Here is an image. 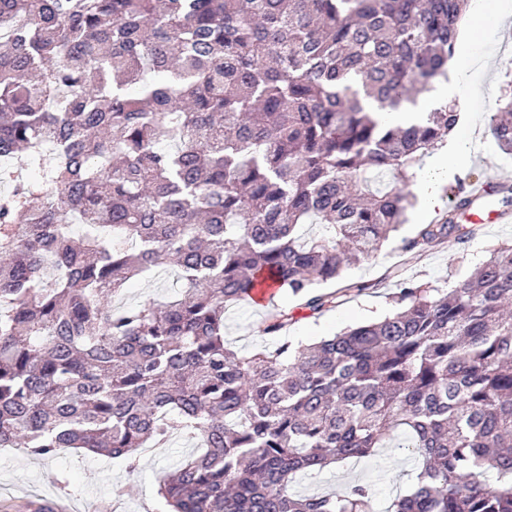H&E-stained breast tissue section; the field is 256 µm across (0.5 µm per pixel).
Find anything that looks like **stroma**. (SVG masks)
<instances>
[{"label": "stroma", "mask_w": 512, "mask_h": 512, "mask_svg": "<svg viewBox=\"0 0 512 512\" xmlns=\"http://www.w3.org/2000/svg\"><path fill=\"white\" fill-rule=\"evenodd\" d=\"M480 53L487 58V69L479 71L475 81L490 86L495 97L512 88V15L499 25L485 26L480 38ZM459 110L460 126L470 142L469 171L483 177L512 176V156L503 153L493 138L489 116L493 111L485 96L469 98ZM416 226L404 224L384 246L347 267L343 280L363 284L335 309L310 318L298 310L297 302L286 292H277L275 307L291 312L293 319L287 336L296 344H312L346 329L384 318L396 305L391 299L400 280L412 279L437 288L458 286L484 263L500 243L512 241V223L482 226L480 233L460 242L449 238L436 250L425 254L404 253L402 239L413 236ZM176 289L173 268L161 269L151 280L130 281L121 298L134 306L149 300L161 301ZM266 307L244 300L228 305L224 311V338L239 352L257 348L262 339L256 329ZM199 442L188 435L172 439L166 445L143 450L136 471H129L119 459L94 456L83 450H70L48 458L8 449L0 451V505L9 512H33L37 503H51L54 512H162L157 495L160 480L181 462L197 452ZM415 476L407 449L389 442L375 455L347 464H337L316 477L301 480L306 493L338 492L354 482L372 489L379 512L391 500L405 492Z\"/></svg>", "instance_id": "1"}]
</instances>
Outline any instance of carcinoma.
I'll return each instance as SVG.
<instances>
[{"mask_svg": "<svg viewBox=\"0 0 512 512\" xmlns=\"http://www.w3.org/2000/svg\"><path fill=\"white\" fill-rule=\"evenodd\" d=\"M467 0H0V448L122 457L202 450L159 484L165 512H375L361 483L301 475L386 442L417 462L387 512H512V244L446 294L406 280L398 311L310 345L279 311L251 352L226 306L267 273L321 315L347 265L414 205L410 167L455 128L447 103L385 126L454 56ZM512 153V95L490 116ZM399 183L375 191L382 174ZM469 172L406 251L476 229ZM305 224L323 232L306 236ZM172 263L179 294L118 309ZM425 99H418L417 104H406L404 107L397 111L382 110L378 104L372 100H365L366 108L370 112H377L380 115L382 121L389 125H408L415 119V113L421 112L425 107Z\"/></svg>", "mask_w": 512, "mask_h": 512, "instance_id": "carcinoma-1", "label": "carcinoma"}]
</instances>
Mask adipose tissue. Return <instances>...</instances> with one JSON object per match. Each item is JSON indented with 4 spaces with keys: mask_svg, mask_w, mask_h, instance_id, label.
<instances>
[{
    "mask_svg": "<svg viewBox=\"0 0 512 512\" xmlns=\"http://www.w3.org/2000/svg\"><path fill=\"white\" fill-rule=\"evenodd\" d=\"M477 24L468 23L448 79L439 81L435 87L434 93L438 97L462 102L470 94L469 72L474 64ZM469 152L467 136L460 130H453L448 136L447 144L431 157L429 168L418 173L422 214L427 215L443 207L441 187L466 163Z\"/></svg>",
    "mask_w": 512,
    "mask_h": 512,
    "instance_id": "ef3b65f1",
    "label": "adipose tissue"
}]
</instances>
